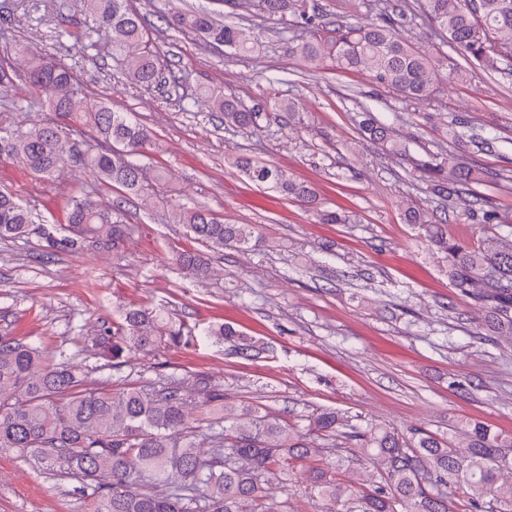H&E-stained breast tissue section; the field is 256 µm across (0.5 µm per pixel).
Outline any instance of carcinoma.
<instances>
[{
	"label": "carcinoma",
	"mask_w": 512,
	"mask_h": 512,
	"mask_svg": "<svg viewBox=\"0 0 512 512\" xmlns=\"http://www.w3.org/2000/svg\"><path fill=\"white\" fill-rule=\"evenodd\" d=\"M82 2L88 33L108 34L112 56L130 79L146 88L161 85L157 52L133 0ZM221 2L241 18L253 12L291 18L288 56L313 72H366L405 102L443 94L467 74L401 36L400 28L412 18L406 0L368 4L378 17L367 25L326 22L317 0ZM423 9L467 60L494 70L498 60L512 59V0H424ZM168 26L244 56L258 46L248 29L206 10L174 12ZM10 50L26 62L24 78L34 100L49 107L55 120L20 133L0 130V160H16L32 174L50 178L67 156L101 182L150 206L166 176L143 162L152 146L148 130L106 103H89L74 86L67 63L27 45ZM199 103L220 113L226 126L250 131L257 125L260 110L232 96L204 91L193 101ZM268 107L290 116L299 111L296 100L279 96ZM355 122L363 140L392 154L406 152V144L367 106L359 105ZM75 131L86 137L87 148L77 149ZM234 165L256 185L302 203L315 201L309 184L274 164L243 155ZM417 170L432 193L450 204L457 187L487 177L461 155L450 163L441 153H428ZM462 216L466 223L497 221L486 199ZM405 219L419 225L425 240L445 255L452 285L490 304L486 329L512 336V244L475 245L456 238L448 234V225L424 220L414 207L406 209ZM171 222L185 225L191 239L208 248L256 249L267 242L253 226L227 223L203 206H178ZM134 231L121 207H103L88 195L71 199L67 223L46 224L0 191V240L35 236L44 242L43 259L59 251L118 255ZM173 261L193 279L210 275L198 249L182 250ZM205 335L221 337L241 354L267 352L265 344L229 325L212 327ZM184 336V325L165 313L129 306L119 321L102 322L91 343L118 366L131 353L178 346ZM224 399V387L205 376L195 380L191 392L178 385L88 388L64 353L53 360L36 347L0 336V451L40 459L55 475L76 481L88 512H288V506L269 500L266 490L286 482L295 462L318 451L310 436L335 437L343 418L322 409L303 431L258 406H243L228 417ZM195 412L205 420L203 431L194 426ZM461 435L463 452L453 441L425 432L408 437L373 423L353 427L347 438L360 460L375 466L380 481L356 489L318 470L307 480L315 496L336 504L338 512H512V436L474 421Z\"/></svg>",
	"instance_id": "obj_1"
}]
</instances>
